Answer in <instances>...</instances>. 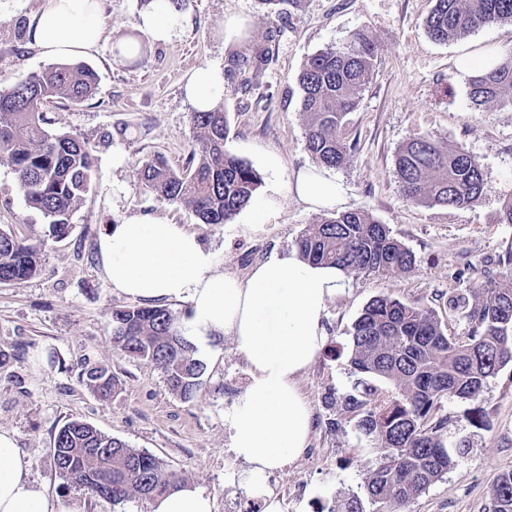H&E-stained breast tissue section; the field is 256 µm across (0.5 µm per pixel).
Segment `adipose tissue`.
Returning a JSON list of instances; mask_svg holds the SVG:
<instances>
[{
	"instance_id": "adipose-tissue-1",
	"label": "adipose tissue",
	"mask_w": 512,
	"mask_h": 512,
	"mask_svg": "<svg viewBox=\"0 0 512 512\" xmlns=\"http://www.w3.org/2000/svg\"><path fill=\"white\" fill-rule=\"evenodd\" d=\"M181 24L170 0H151L138 29L151 41L165 42ZM28 35L48 59L93 55L104 38L101 0H50L44 14L29 19ZM184 93L194 108L216 107L224 97L223 68L193 71ZM294 191L325 210L335 209L343 195L341 186L316 168L297 175ZM99 254L111 288L127 298L185 303L183 332L199 352H209L215 335L232 336L250 374L224 416L230 447L246 464L232 481L266 493L265 476L283 470L308 446L312 413L298 379L326 343L321 322L329 301L345 287V272L288 251L272 254L246 276L227 274L184 225L147 214L111 225L99 239ZM30 468L13 434L0 430V512H65L59 499L31 480ZM151 512H213V500L188 485L156 498Z\"/></svg>"
}]
</instances>
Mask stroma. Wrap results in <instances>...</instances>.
I'll return each instance as SVG.
<instances>
[{
  "mask_svg": "<svg viewBox=\"0 0 512 512\" xmlns=\"http://www.w3.org/2000/svg\"><path fill=\"white\" fill-rule=\"evenodd\" d=\"M49 0H0V89L47 68L49 59L31 43L26 24ZM431 0H306L269 24L257 0H187L184 23L168 42L151 43L146 59L130 65L113 57L110 39L137 31L140 0H104L108 42L84 62L98 75L95 93L73 104L56 99L45 107L49 128L87 139L95 149L92 187L71 217V232L58 240L43 216L29 208L14 172L0 164V229L40 244L42 268L34 276L0 284V429L14 434L32 462L31 477L61 499L66 512H150L148 501L122 505L88 497L64 485L55 472L54 436L80 420L129 447L155 455L165 466L226 512L241 492L230 480L241 469L229 449L224 415L247 386L249 367L230 337L215 336L205 357L202 389L189 400L168 389L146 361L112 346V310L129 305L113 290L101 265L98 240L122 216L148 212L186 228L216 255L219 269L240 276L276 252L295 248L321 217L292 187L313 162L306 149L298 75L318 52L367 33L375 42L372 79L346 132L356 150L347 165L325 169L343 189L341 210L367 209L414 254L412 270L348 277L343 294L328 305L327 342L300 377L312 410V433L301 456L276 478L282 512H325L364 495L379 459L372 439L361 435L357 416L344 403L358 379L350 366L352 325L379 296L432 310L444 333L467 341L470 326L450 298L469 288L502 281V257L512 246V224L500 223L512 200V109L475 107L469 97L472 70L459 58L480 60L512 53V22L494 23L439 43L425 29ZM247 22L240 40L218 30L229 17ZM268 46L272 59L258 73L224 80L229 132L225 149L261 176L251 203L224 224H204L191 207L156 200L141 184L139 163L163 155L181 168L194 139L192 107L183 96L187 73ZM428 137L479 160L485 190L470 207L431 206L402 199L394 168L409 140ZM124 162L113 166V152ZM89 359L122 382L100 400L78 379ZM432 421H444L447 448H463L448 473L403 507L402 512H493L496 476L512 469V363L473 398H442Z\"/></svg>",
  "mask_w": 512,
  "mask_h": 512,
  "instance_id": "35a3bbf8",
  "label": "stroma"
}]
</instances>
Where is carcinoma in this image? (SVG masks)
<instances>
[{"instance_id": "cac0c4a2", "label": "carcinoma", "mask_w": 512, "mask_h": 512, "mask_svg": "<svg viewBox=\"0 0 512 512\" xmlns=\"http://www.w3.org/2000/svg\"><path fill=\"white\" fill-rule=\"evenodd\" d=\"M280 32L281 5L302 7L305 0H258ZM425 26L430 37L447 42L485 25L512 22V0H432ZM375 43L356 32L342 45L310 57L300 72L301 112L306 147L312 160L326 168L345 165L355 150L346 134L347 115L354 111L370 81ZM271 60L269 48L232 58L240 71H259ZM98 82L95 71L80 63H57L33 73L8 90H0V163L16 175L27 205L48 220L49 233L66 238L71 216L92 185L95 156L84 139L48 130L42 107L53 98L72 103L87 100ZM476 106L512 107V57L490 69H479L470 82ZM195 142L182 168L173 169L157 155L137 169L146 190L170 204L193 209L203 224H223L253 198L259 173L224 149L227 113L219 105L193 111ZM403 198L430 205L466 207L478 203L484 178L477 158L445 148L427 137L404 144L395 157ZM297 250L305 261L332 265L353 275L406 271L413 253L389 228L367 211L321 217L302 233ZM41 258L28 239L0 230V283L35 274ZM471 324L468 341H452L430 310L389 297L372 300L353 326L351 365L366 378L395 381L402 398L360 410L352 396L346 407L358 412L357 429L381 450L366 479L365 492L376 512H398L454 463L441 431L444 422L427 426L443 397L476 396L487 380L512 362V286L472 289V301L460 296ZM112 343L124 355L148 361L161 370L168 389L184 400L203 385L205 365L181 327V316L163 306H124L112 310ZM79 378L103 401L112 398L119 381L108 369L82 367ZM53 461L59 477L81 486L94 498L121 505L132 499L152 500L184 484L183 477L154 455L138 451L78 420L64 424L54 438ZM494 512H512V471L494 482Z\"/></svg>"}]
</instances>
